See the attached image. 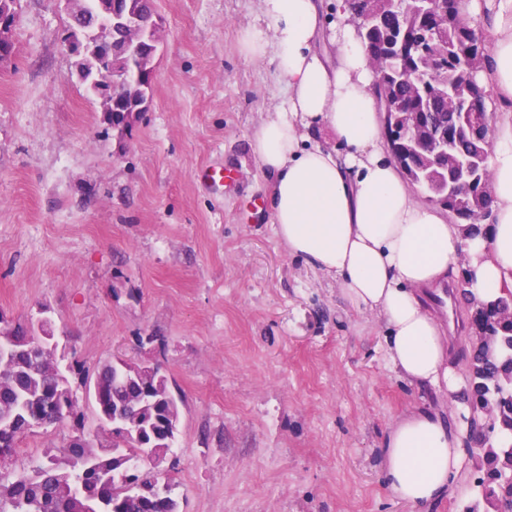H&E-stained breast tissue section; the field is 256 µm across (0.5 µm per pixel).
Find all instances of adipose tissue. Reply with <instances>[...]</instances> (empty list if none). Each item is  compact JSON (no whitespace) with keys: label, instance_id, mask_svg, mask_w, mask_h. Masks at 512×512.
I'll list each match as a JSON object with an SVG mask.
<instances>
[{"label":"adipose tissue","instance_id":"ef3b65f1","mask_svg":"<svg viewBox=\"0 0 512 512\" xmlns=\"http://www.w3.org/2000/svg\"><path fill=\"white\" fill-rule=\"evenodd\" d=\"M460 14L483 34L475 79L491 115L492 205L487 228L472 237L415 196L388 152L369 55L346 0H261L260 23L236 39L238 53L269 62L284 88L250 138L272 180L277 235L334 280L354 311L379 316L393 371L456 409L449 422L412 409L383 439L385 488L412 512L454 494L471 446L461 347L421 291L461 276L478 301L512 291V0H460Z\"/></svg>","mask_w":512,"mask_h":512}]
</instances>
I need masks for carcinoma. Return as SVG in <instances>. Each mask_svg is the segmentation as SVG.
I'll return each mask as SVG.
<instances>
[{
  "label": "carcinoma",
  "instance_id": "obj_1",
  "mask_svg": "<svg viewBox=\"0 0 512 512\" xmlns=\"http://www.w3.org/2000/svg\"><path fill=\"white\" fill-rule=\"evenodd\" d=\"M432 21L429 15L419 16L406 31L389 23L373 26L366 46L375 70L374 92L378 96L387 93L405 110L418 113L420 135L452 132L455 155L474 163L477 178L470 180L445 160L434 163L420 145L389 126L385 127L387 140L400 145L405 162L401 170L425 198L451 179L467 204L486 208L492 201V196L482 194L492 179L487 136L480 127L457 129L455 108L441 93L452 84L462 95L471 96L478 89L475 73H467L448 48L427 43ZM471 32L463 20L451 22L448 43L463 45ZM403 39L415 44L416 53L396 54L393 46ZM146 92L142 79L126 78L127 103L144 101ZM448 211L470 231L484 230L473 209L462 210L450 203ZM471 325L480 340L471 342L469 352L470 408L474 415H490L489 431L479 437L478 482L488 486L493 507L512 512V293L476 304ZM28 336L22 327H0V347L9 348L12 341H25ZM53 359L54 353L31 342L26 353L14 352L0 362V414L15 419L14 428L0 429V470L12 459L29 421L54 413L58 407L54 395H67L57 392L58 384L49 378ZM92 386L95 417L120 413L137 417L141 420L139 435L112 436L118 454L106 448L96 451L85 442L65 448L60 455L48 448L31 462L28 472L11 478L0 474V512H81V497L90 487L114 503V512H178L174 483L155 497H143L134 491L120 492L119 482L123 468L128 475L150 477V467L143 463L144 448L152 445L165 454L171 452L169 439L172 422L179 420V404L167 377L154 365L115 360L98 367Z\"/></svg>",
  "mask_w": 512,
  "mask_h": 512
}]
</instances>
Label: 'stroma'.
Returning <instances> with one entry per match:
<instances>
[{
    "label": "stroma",
    "instance_id": "1",
    "mask_svg": "<svg viewBox=\"0 0 512 512\" xmlns=\"http://www.w3.org/2000/svg\"><path fill=\"white\" fill-rule=\"evenodd\" d=\"M259 9L155 0L152 85L120 132L67 49L65 0H19L0 64V313L46 314L88 371L160 367L180 405V512H411L385 488L381 442L448 401L400 379L382 321L275 234L249 140L283 90L235 49ZM204 167L223 190L197 181ZM73 434L22 439L7 474Z\"/></svg>",
    "mask_w": 512,
    "mask_h": 512
}]
</instances>
